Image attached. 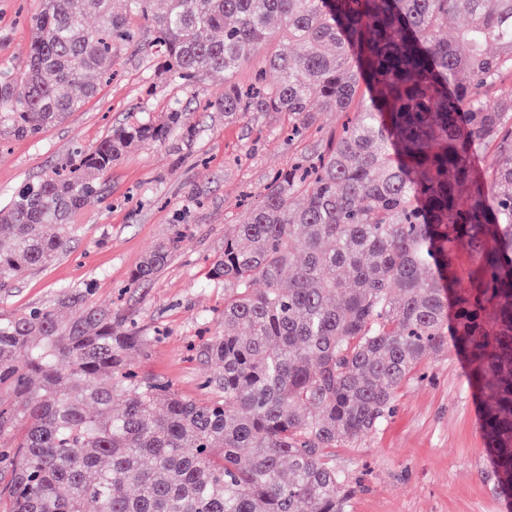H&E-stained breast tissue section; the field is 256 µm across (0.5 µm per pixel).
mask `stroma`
I'll return each mask as SVG.
<instances>
[{
  "mask_svg": "<svg viewBox=\"0 0 512 512\" xmlns=\"http://www.w3.org/2000/svg\"><path fill=\"white\" fill-rule=\"evenodd\" d=\"M38 8L39 0H0V73L9 78L21 73ZM116 69L96 97L61 123L33 136L0 132V206L115 128L179 106L190 112L194 134L173 132L114 162L100 198L72 216L66 251L0 289V318L57 303L64 291L94 283L92 303L135 321L153 339L148 351L131 352L136 369L194 396L211 368L188 361L187 338L203 316L224 306L223 285L209 279L211 262L246 207L258 203L270 174L304 145L269 137L284 115L228 120L209 108L224 89L223 74H206L189 90L149 75L143 55L131 50ZM176 224L185 225L186 237L165 270L129 287L145 255ZM422 371L423 378L402 386L387 422L337 448V468L361 482L350 512H512V501L493 489L466 361L448 350L428 357Z\"/></svg>",
  "mask_w": 512,
  "mask_h": 512,
  "instance_id": "obj_1",
  "label": "stroma"
}]
</instances>
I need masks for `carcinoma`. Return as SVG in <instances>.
Wrapping results in <instances>:
<instances>
[{
  "instance_id": "cac0c4a2",
  "label": "carcinoma",
  "mask_w": 512,
  "mask_h": 512,
  "mask_svg": "<svg viewBox=\"0 0 512 512\" xmlns=\"http://www.w3.org/2000/svg\"><path fill=\"white\" fill-rule=\"evenodd\" d=\"M466 25L440 34L457 16ZM136 17L153 29L139 44ZM0 126L36 134L80 109L140 47L193 87L224 72L227 119L350 114L323 150L275 171L224 237L219 330L193 344L220 369L187 397L128 363L147 337L70 290L0 318V512H348L360 485L332 451L392 416L432 353L470 368L494 489L512 482V0H43ZM280 37L251 89L232 78ZM190 136V113L120 127L69 175L0 208V289L64 251L69 218L127 148ZM490 150L484 169L476 147ZM492 187L493 196L486 193ZM175 232L133 272L158 277ZM262 287H256V284ZM25 349L26 359L17 352Z\"/></svg>"
}]
</instances>
